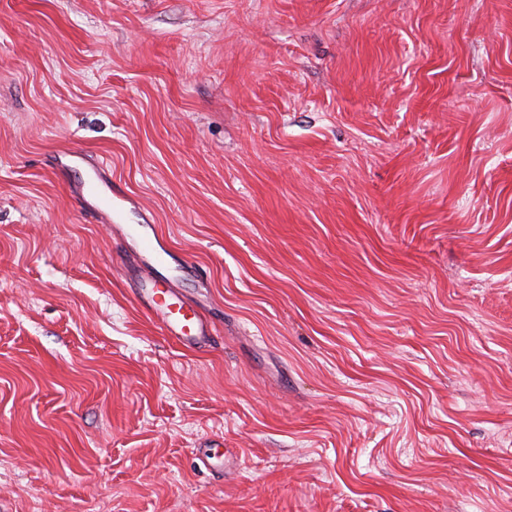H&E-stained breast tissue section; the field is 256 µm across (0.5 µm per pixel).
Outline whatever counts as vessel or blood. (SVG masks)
<instances>
[{
	"instance_id": "obj_1",
	"label": "vessel or blood",
	"mask_w": 512,
	"mask_h": 512,
	"mask_svg": "<svg viewBox=\"0 0 512 512\" xmlns=\"http://www.w3.org/2000/svg\"><path fill=\"white\" fill-rule=\"evenodd\" d=\"M88 179L89 210L111 213L116 194L103 167L91 168ZM130 238L145 266L133 283V295L167 337L185 347L207 345L213 336L212 325L188 298L168 287L167 278L161 271L164 249L157 237L136 228L131 231Z\"/></svg>"
}]
</instances>
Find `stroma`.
Here are the masks:
<instances>
[{"label": "stroma", "mask_w": 512, "mask_h": 512, "mask_svg": "<svg viewBox=\"0 0 512 512\" xmlns=\"http://www.w3.org/2000/svg\"><path fill=\"white\" fill-rule=\"evenodd\" d=\"M0 512H512V0H0ZM88 179L90 181L88 193L92 200H88L84 194H81V208L89 209L94 213L112 215L116 193L112 191V182L106 178L104 167H92L88 173ZM138 228L128 232L132 243L145 265L143 273L134 281L132 294L157 322L162 332L183 347L201 348L213 336L211 323L175 288L162 273L163 246L155 235ZM165 285V288L161 286Z\"/></svg>", "instance_id": "35a3bbf8"}]
</instances>
